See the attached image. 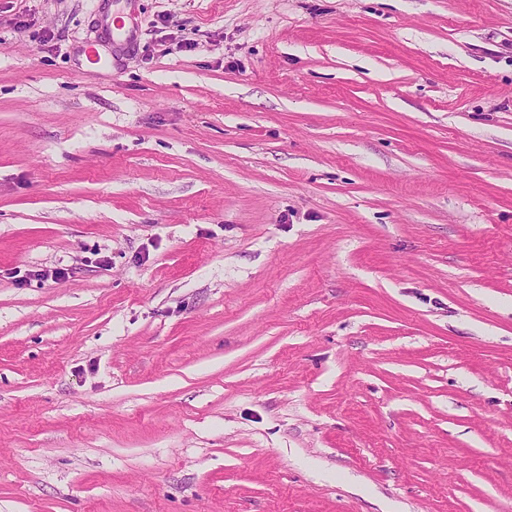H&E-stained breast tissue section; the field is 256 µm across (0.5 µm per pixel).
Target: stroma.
I'll list each match as a JSON object with an SVG mask.
<instances>
[{"label":"stroma","instance_id":"35a3bbf8","mask_svg":"<svg viewBox=\"0 0 512 512\" xmlns=\"http://www.w3.org/2000/svg\"><path fill=\"white\" fill-rule=\"evenodd\" d=\"M111 4L0 0V512H512V0Z\"/></svg>","mask_w":512,"mask_h":512}]
</instances>
